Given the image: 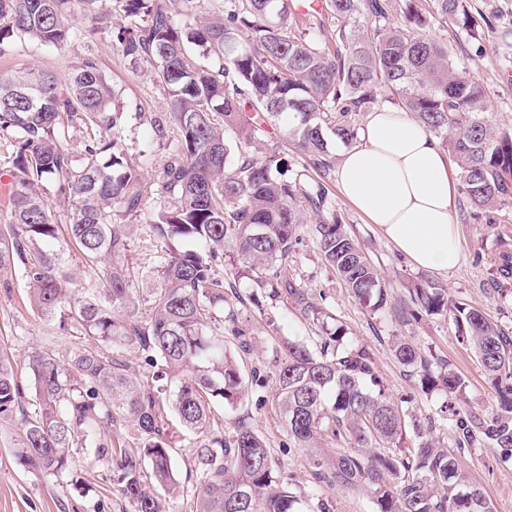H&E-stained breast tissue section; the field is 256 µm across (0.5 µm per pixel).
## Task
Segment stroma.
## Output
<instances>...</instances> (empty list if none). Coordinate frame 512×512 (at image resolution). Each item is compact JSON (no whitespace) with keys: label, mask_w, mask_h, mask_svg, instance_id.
Segmentation results:
<instances>
[{"label":"stroma","mask_w":512,"mask_h":512,"mask_svg":"<svg viewBox=\"0 0 512 512\" xmlns=\"http://www.w3.org/2000/svg\"><path fill=\"white\" fill-rule=\"evenodd\" d=\"M471 12L479 21L478 38H470L455 25L437 29L460 70L484 85L489 107L497 125L512 127V0H471ZM79 39L61 49L35 51L17 47L12 56L0 58V72L39 68L64 74L80 58L94 60L121 91L126 107L122 135L130 162H138L143 145H150L154 163L163 166L176 138L173 125L155 132L153 123L167 112L165 92L154 79L149 64L123 58L115 47L113 32L96 31L90 19L76 15ZM332 208L355 233L362 248L384 278L393 300L408 297L406 285L424 276L385 240L341 194L336 177H328ZM451 222L459 236L462 253L458 269L430 273V280L447 288L455 300L485 312L506 333L512 334V270L503 271L501 255L512 253V205L496 212L495 223L463 221L452 211ZM317 217L305 211L299 242L294 248L290 271L304 287L322 298L321 305L334 315L335 325L345 332L344 347L365 348L374 358L378 374L392 400L403 411L417 417L441 419L446 397L423 394L414 377L391 350L394 337H401L421 351L432 352L447 361L466 381L462 408L478 413L492 412L496 392L486 379L472 350L463 343L452 316L426 317L407 324L390 312L370 313L351 297L336 274L325 263L316 245ZM126 261L138 288L146 299L155 283V251L145 238H134ZM237 288L252 331L251 350L243 357L244 371L259 367L267 378L265 387L248 386L235 408L215 410V427L232 432L239 420H246L266 440L276 468L292 492L304 502L305 512H375L376 505L364 489H346L318 481L304 452L293 448L276 409L272 378L276 371L274 345L288 341L313 344L321 334L293 304L273 300L252 280L240 279ZM53 338L58 350L73 347L78 338L73 330L46 325L31 311L21 280L0 277V343L14 355L17 376L29 383L26 359ZM19 420L0 421V512H133L131 503L113 493L106 470L90 466L77 457L73 468L60 476H46L24 470L15 460ZM441 441L451 450L458 471L468 483L479 488L492 502L495 512H512V461H502L482 445L457 449L451 429L441 430ZM191 450L188 439L176 449L174 467L179 487L164 497L166 512H194L192 498Z\"/></svg>","instance_id":"1"}]
</instances>
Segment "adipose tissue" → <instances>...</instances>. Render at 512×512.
<instances>
[{
  "instance_id": "obj_1",
  "label": "adipose tissue",
  "mask_w": 512,
  "mask_h": 512,
  "mask_svg": "<svg viewBox=\"0 0 512 512\" xmlns=\"http://www.w3.org/2000/svg\"><path fill=\"white\" fill-rule=\"evenodd\" d=\"M359 140L341 152L337 181L344 196L414 267L458 268L450 222L457 188L447 152L426 127L389 105L368 113Z\"/></svg>"
}]
</instances>
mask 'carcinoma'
Instances as JSON below:
<instances>
[{
  "label": "carcinoma",
  "mask_w": 512,
  "mask_h": 512,
  "mask_svg": "<svg viewBox=\"0 0 512 512\" xmlns=\"http://www.w3.org/2000/svg\"><path fill=\"white\" fill-rule=\"evenodd\" d=\"M99 0H0V56L16 42L62 48L77 39L74 7L98 30L112 14ZM122 25L117 50L148 62L164 89L177 138L156 175V200L146 209L144 178L121 137L120 91L90 59L65 79L35 69L0 72V136L12 146L0 198V276L24 283L33 312L46 323L70 320L83 341L65 353L51 343L28 356L34 410L0 345V418L21 414L15 458L28 471L66 472L71 449L107 469L133 512H163L160 494L176 489L167 413L194 436L195 512H298L301 503L280 479L262 435L238 422L231 436L211 429L216 406L234 405L247 383L224 333L242 338L249 326L224 308V289L237 282L216 273L228 252L240 276L269 297L282 298L316 320L329 318L310 290L288 272L302 211L319 219V251L344 288L373 312L391 309L405 323L453 316L497 393L489 416L444 406L455 445L487 444L512 459V336L481 310L465 307L440 285L408 286L409 301L391 304L377 267L336 213L325 187L309 188L308 170L325 177L336 157L326 131L358 142L355 116L388 99L423 124L456 168L465 220L495 221L512 204V128L497 126L483 84L458 69L448 46L430 34L437 21L477 29L467 0H116ZM336 23L335 48L301 17ZM286 120L285 134L308 158L289 171L273 148L249 149L266 126ZM84 127L83 152L72 163L69 132ZM72 202L70 223L54 219L46 186ZM143 223L130 224L131 218ZM156 242L157 287L138 312V289L118 258L135 234ZM195 248L177 250L173 243ZM93 281L67 293L73 279L68 247ZM331 329L316 349L283 345L274 374L275 402L293 447L307 452L318 480L369 488L378 512H493L480 489L466 483L455 458L434 437L430 417L411 418L416 444L402 448L408 414L381 387L365 348L342 346ZM421 392L458 400L464 380L446 362L409 342L391 343ZM130 348L152 371L141 378L122 361ZM131 420L146 440L130 448L106 431ZM345 447L328 452L327 440Z\"/></svg>",
  "instance_id": "cac0c4a2"
}]
</instances>
